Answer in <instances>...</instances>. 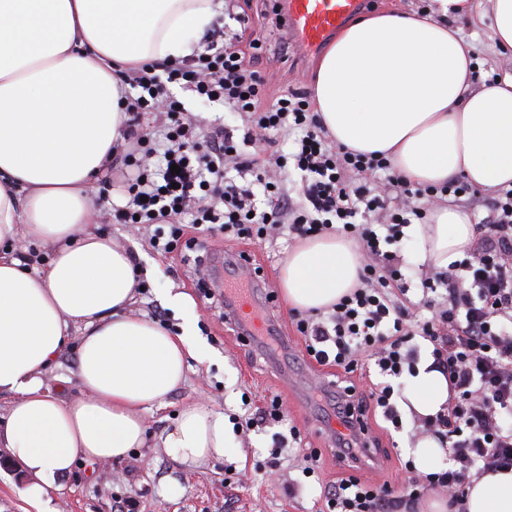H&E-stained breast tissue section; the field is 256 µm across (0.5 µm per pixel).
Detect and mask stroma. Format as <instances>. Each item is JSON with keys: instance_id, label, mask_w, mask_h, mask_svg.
Masks as SVG:
<instances>
[{"instance_id": "obj_1", "label": "stroma", "mask_w": 512, "mask_h": 512, "mask_svg": "<svg viewBox=\"0 0 512 512\" xmlns=\"http://www.w3.org/2000/svg\"><path fill=\"white\" fill-rule=\"evenodd\" d=\"M489 10V0H472L471 14L452 20L451 25L476 52L480 76H511L512 53L500 52L492 40L489 22L484 18ZM240 13L248 14L254 29L263 34L266 50L253 64L268 74L270 94L312 91L321 54L296 47L292 36L274 22L268 0H236L232 14L217 15L211 29L240 31L236 20ZM176 98L200 126L221 123L232 129L235 140H242L245 121L229 107L208 102L182 87ZM94 215L104 236L141 253L149 262L148 287L138 295L133 315L149 319L154 311L163 310L165 325L171 333H180L184 315L169 307L165 291L185 292L194 303L198 338L210 351L207 361L190 360L187 380L169 397L167 407L147 412L149 436H156L171 424L174 412L203 399L231 418L228 430L239 443L240 452L199 469L180 465L161 448H135L124 459L112 462L79 461L50 490V512H113L112 504L120 498L130 500L134 512H317L322 483L336 479L337 474L333 442L323 428L327 415L316 392L333 385L337 377L331 368L312 372L299 353L300 340L291 324L290 307L279 279L281 267L293 249L287 237L277 236L257 247L259 274L276 300L271 319L284 343L283 348L269 353L257 344L241 341L234 326L225 321L220 302L208 297L199 286L200 260L215 252L238 251L239 243H228L222 236L213 237L197 229L193 235L199 248L182 255L163 254L150 244L154 227L113 223L111 208L100 205L95 206ZM273 392L283 399L287 423L249 430L239 427L250 406L261 405L264 396ZM292 424L301 431L300 441L289 440L279 463L271 464V448L279 437L287 435ZM375 434L387 454L380 464L365 471V478L379 483L400 480L401 466L412 457L416 444L413 420L404 419L402 430L379 427ZM302 447L321 449L317 475L305 476L295 461ZM25 481L7 451L0 447V512H38L37 506L20 494ZM291 484L296 487L295 493L285 494V487Z\"/></svg>"}]
</instances>
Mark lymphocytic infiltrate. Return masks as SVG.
Wrapping results in <instances>:
<instances>
[{"mask_svg": "<svg viewBox=\"0 0 512 512\" xmlns=\"http://www.w3.org/2000/svg\"><path fill=\"white\" fill-rule=\"evenodd\" d=\"M239 38L230 32L214 52L123 72V82L140 94L128 100L123 144L108 166L110 187L126 197L113 205L112 221L168 225L170 238L160 246L165 254L180 245V218L187 214L193 226L215 224L253 244L283 232L301 243L332 234L352 239L361 262L358 286L327 310L293 315L309 359L348 375L369 357L383 377L369 393L351 384L329 397L338 424L336 457L354 460L378 447L364 425L372 413L402 429L393 382L416 375L419 337L432 347L433 368L447 376L450 398L437 414L415 417V433L449 446L454 465L424 473L409 461L405 478L393 484L338 477L324 485L319 512H413L425 490L438 488L447 492L450 512H465L474 474L512 470V189H497L489 199L463 260L421 275L423 297L409 307L399 257L382 243L400 242L412 221H425L447 196L470 194L471 184H416L388 158L337 144L305 93L269 95ZM173 83L244 114L242 141L262 142V149L239 151L221 125L199 129L170 95ZM149 112L151 125L143 121ZM288 135L294 141L284 155L279 145ZM155 156L160 162L153 167ZM289 165L302 174L296 199L277 179ZM231 169L251 174L252 186L228 180ZM258 187L266 198L261 209L254 203Z\"/></svg>", "mask_w": 512, "mask_h": 512, "instance_id": "obj_1", "label": "lymphocytic infiltrate"}]
</instances>
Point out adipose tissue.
Listing matches in <instances>:
<instances>
[{"label":"adipose tissue","instance_id":"obj_1","mask_svg":"<svg viewBox=\"0 0 512 512\" xmlns=\"http://www.w3.org/2000/svg\"><path fill=\"white\" fill-rule=\"evenodd\" d=\"M385 9L355 20L323 53L315 109L349 150L385 154L412 181L465 176L486 191L512 187V77L474 83L451 17ZM224 0H0V447L27 476L23 497L46 504L76 461H112L146 442L145 414L166 406L201 356L190 332L135 317V260L92 222L94 183L120 144L128 87L117 72L193 56ZM410 262L447 268L474 238L469 215L435 207L410 228ZM50 244L42 268L11 254L18 235ZM351 242L330 236L295 248L280 280L289 305L321 309L358 283ZM78 331L79 397L44 377ZM407 414L448 404L447 377L422 364ZM156 447L199 467L237 449L224 412L187 405ZM466 512H512V471L475 479Z\"/></svg>","mask_w":512,"mask_h":512}]
</instances>
